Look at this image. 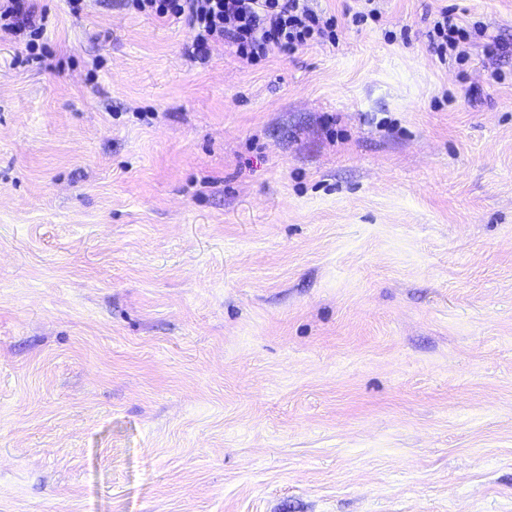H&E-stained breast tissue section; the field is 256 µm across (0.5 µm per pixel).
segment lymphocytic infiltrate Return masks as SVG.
I'll return each mask as SVG.
<instances>
[{
    "instance_id": "f902f5d3",
    "label": "lymphocytic infiltrate",
    "mask_w": 512,
    "mask_h": 512,
    "mask_svg": "<svg viewBox=\"0 0 512 512\" xmlns=\"http://www.w3.org/2000/svg\"><path fill=\"white\" fill-rule=\"evenodd\" d=\"M128 9L160 20L184 22L190 37L185 55L196 62L207 59L210 46L229 47L244 63L255 65L274 52L291 53L310 44L336 43L337 22L325 19L309 0H125ZM35 0H0V33L27 35L30 55L47 53L43 25L37 24ZM484 37V50L494 53L499 36L484 26L468 31L456 21L453 11L441 9L431 22L430 42L438 60L453 56L462 60L472 35Z\"/></svg>"
}]
</instances>
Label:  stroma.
<instances>
[{
  "mask_svg": "<svg viewBox=\"0 0 512 512\" xmlns=\"http://www.w3.org/2000/svg\"><path fill=\"white\" fill-rule=\"evenodd\" d=\"M0 38V512H512V0L257 66L90 0ZM499 35L439 62L434 12Z\"/></svg>",
  "mask_w": 512,
  "mask_h": 512,
  "instance_id": "1",
  "label": "stroma"
}]
</instances>
